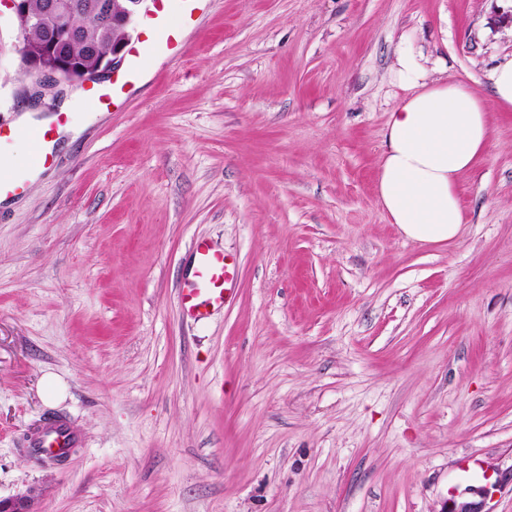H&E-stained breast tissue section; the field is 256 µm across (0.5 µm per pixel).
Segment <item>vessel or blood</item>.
Segmentation results:
<instances>
[{
    "mask_svg": "<svg viewBox=\"0 0 512 512\" xmlns=\"http://www.w3.org/2000/svg\"><path fill=\"white\" fill-rule=\"evenodd\" d=\"M173 0H155V11L147 26L148 35L164 43L177 54H185L187 47L180 31L192 18L188 7L176 8ZM69 116L59 112L48 127H4L0 125V145L13 141L30 144L33 156L22 167L0 164V194L21 195L28 188L33 174L51 167L55 158L45 148L58 127L67 125ZM236 274V260L232 255L215 248L209 241L198 238L191 244L190 262L178 290V300L184 313L197 322H205L216 310L223 308ZM77 443L71 427L64 421H50L41 435L32 439L36 448L54 451L71 448Z\"/></svg>",
    "mask_w": 512,
    "mask_h": 512,
    "instance_id": "vessel-or-blood-1",
    "label": "vessel or blood"
}]
</instances>
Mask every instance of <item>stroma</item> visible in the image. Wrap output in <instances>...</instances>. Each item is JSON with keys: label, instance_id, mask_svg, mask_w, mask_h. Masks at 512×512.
<instances>
[{"label": "stroma", "instance_id": "stroma-1", "mask_svg": "<svg viewBox=\"0 0 512 512\" xmlns=\"http://www.w3.org/2000/svg\"><path fill=\"white\" fill-rule=\"evenodd\" d=\"M178 60L42 91L0 15V124L72 95L73 138L0 207V499L40 512H512V112L422 246L375 193L402 38L487 93L512 0H195ZM236 255L185 316L193 238ZM63 385L42 392L46 376ZM79 443L22 450L47 418ZM496 488H489V480Z\"/></svg>", "mask_w": 512, "mask_h": 512}]
</instances>
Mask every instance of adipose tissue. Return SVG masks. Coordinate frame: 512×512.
I'll return each instance as SVG.
<instances>
[{"instance_id": "obj_1", "label": "adipose tissue", "mask_w": 512, "mask_h": 512, "mask_svg": "<svg viewBox=\"0 0 512 512\" xmlns=\"http://www.w3.org/2000/svg\"><path fill=\"white\" fill-rule=\"evenodd\" d=\"M392 77L407 94L388 114L376 195L406 239L446 244L463 225L459 178L491 143L488 107L512 110V57L490 73L486 99L460 83L428 81L421 54L407 45Z\"/></svg>"}]
</instances>
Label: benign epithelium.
<instances>
[{
    "label": "benign epithelium",
    "mask_w": 512,
    "mask_h": 512,
    "mask_svg": "<svg viewBox=\"0 0 512 512\" xmlns=\"http://www.w3.org/2000/svg\"><path fill=\"white\" fill-rule=\"evenodd\" d=\"M145 0H44L42 17H51L63 25L60 34L45 38L40 47L31 52L25 51V76L33 83L47 86L61 79L70 83L85 82L94 79L99 73L115 69L123 58L127 46L141 20ZM12 12L17 26L32 22L28 0H4ZM85 15L94 19L102 29H124L123 37L112 43L111 51L92 65H86L69 57L61 50L64 43L82 38V31L70 25L75 15ZM37 496L33 493L2 500L0 512H37Z\"/></svg>",
    "instance_id": "1"
}]
</instances>
